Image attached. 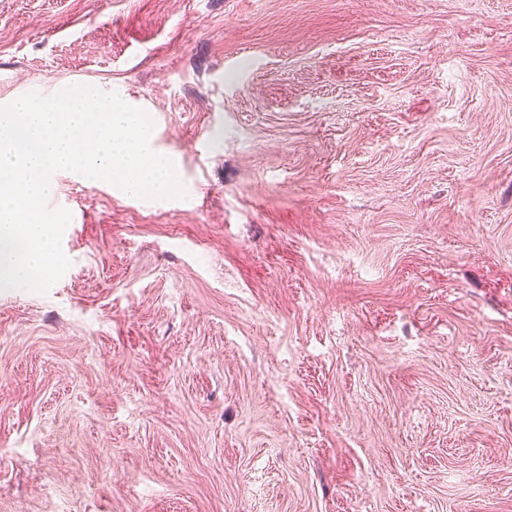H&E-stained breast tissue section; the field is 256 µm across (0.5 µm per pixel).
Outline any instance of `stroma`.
I'll use <instances>...</instances> for the list:
<instances>
[{"instance_id": "1", "label": "stroma", "mask_w": 512, "mask_h": 512, "mask_svg": "<svg viewBox=\"0 0 512 512\" xmlns=\"http://www.w3.org/2000/svg\"><path fill=\"white\" fill-rule=\"evenodd\" d=\"M182 199L71 171L0 289V512H512V0H0Z\"/></svg>"}]
</instances>
